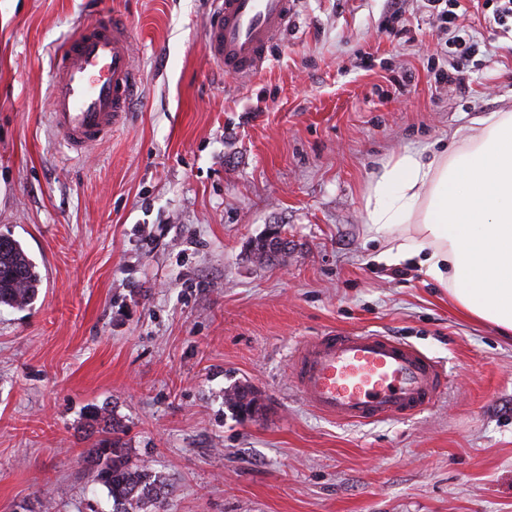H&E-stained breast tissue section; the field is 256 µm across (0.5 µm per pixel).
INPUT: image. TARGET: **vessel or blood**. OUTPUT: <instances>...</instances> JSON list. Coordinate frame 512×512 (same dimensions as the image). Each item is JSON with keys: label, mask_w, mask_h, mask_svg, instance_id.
<instances>
[{"label": "vessel or blood", "mask_w": 512, "mask_h": 512, "mask_svg": "<svg viewBox=\"0 0 512 512\" xmlns=\"http://www.w3.org/2000/svg\"><path fill=\"white\" fill-rule=\"evenodd\" d=\"M295 0H218L206 39L226 74L258 73ZM141 80L120 16L100 14L69 39L52 74L49 115L63 145L82 154L127 118ZM294 386L319 413L351 422L412 416L433 405L446 374L413 345L374 331H328L295 349Z\"/></svg>", "instance_id": "obj_1"}]
</instances>
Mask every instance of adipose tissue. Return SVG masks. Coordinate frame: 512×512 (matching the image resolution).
<instances>
[{
    "instance_id": "ef3b65f1",
    "label": "adipose tissue",
    "mask_w": 512,
    "mask_h": 512,
    "mask_svg": "<svg viewBox=\"0 0 512 512\" xmlns=\"http://www.w3.org/2000/svg\"><path fill=\"white\" fill-rule=\"evenodd\" d=\"M453 147L383 159L362 194L382 260L417 261L469 316L512 333V113L458 128Z\"/></svg>"
}]
</instances>
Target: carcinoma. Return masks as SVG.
I'll return each mask as SVG.
<instances>
[{
  "mask_svg": "<svg viewBox=\"0 0 512 512\" xmlns=\"http://www.w3.org/2000/svg\"><path fill=\"white\" fill-rule=\"evenodd\" d=\"M276 236L260 239L254 257L262 263H274L288 254V238L281 227L274 226ZM41 277L36 264L21 243L10 235H0V305L26 306L38 295ZM254 393L247 387H236L226 397L228 406L240 416H250ZM109 431L112 437L103 439L98 447L88 449V460L95 471V481L105 487L112 499V512H164L169 494L165 478L132 464L128 449L119 437L121 425L98 410L91 412L88 427Z\"/></svg>",
  "mask_w": 512,
  "mask_h": 512,
  "instance_id": "1",
  "label": "carcinoma"
}]
</instances>
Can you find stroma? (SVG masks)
Instances as JSON below:
<instances>
[{"label": "stroma", "mask_w": 512, "mask_h": 512, "mask_svg": "<svg viewBox=\"0 0 512 512\" xmlns=\"http://www.w3.org/2000/svg\"><path fill=\"white\" fill-rule=\"evenodd\" d=\"M391 2L297 0L235 80L205 53L214 0H0V234L42 274L0 306V512H111L85 460L97 408L167 479V512H512V338L379 261L362 213L386 155L512 109V30L468 0L477 60L438 87L435 22ZM100 11L128 20L143 82L77 157L49 125L52 53ZM274 225L287 260L254 263ZM330 329L412 343L448 386L413 418L322 416L289 359ZM242 384L251 418L225 403Z\"/></svg>", "instance_id": "stroma-1"}]
</instances>
